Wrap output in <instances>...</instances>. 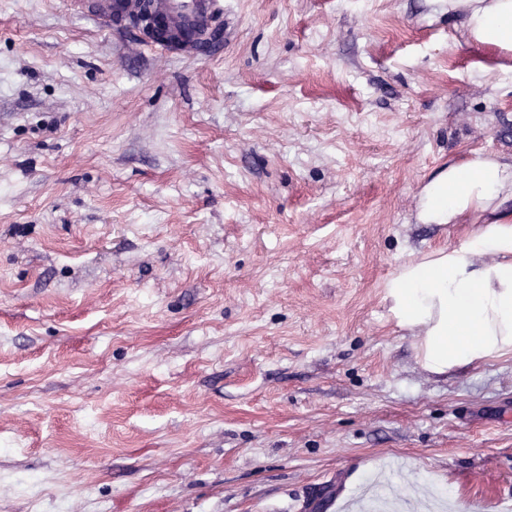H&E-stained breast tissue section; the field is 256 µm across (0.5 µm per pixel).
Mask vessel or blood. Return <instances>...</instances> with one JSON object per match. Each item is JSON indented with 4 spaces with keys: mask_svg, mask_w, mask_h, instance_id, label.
Instances as JSON below:
<instances>
[{
    "mask_svg": "<svg viewBox=\"0 0 512 512\" xmlns=\"http://www.w3.org/2000/svg\"><path fill=\"white\" fill-rule=\"evenodd\" d=\"M145 1L178 33L177 49L189 52L203 48L205 34L222 12L220 0H95L93 15L111 26L132 18Z\"/></svg>",
    "mask_w": 512,
    "mask_h": 512,
    "instance_id": "1",
    "label": "vessel or blood"
}]
</instances>
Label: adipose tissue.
<instances>
[{"instance_id": "1", "label": "adipose tissue", "mask_w": 512, "mask_h": 512, "mask_svg": "<svg viewBox=\"0 0 512 512\" xmlns=\"http://www.w3.org/2000/svg\"><path fill=\"white\" fill-rule=\"evenodd\" d=\"M475 41L512 51V0H448ZM512 163L479 155L449 163L420 192L426 224L477 225L472 238L402 264L385 284L399 327L418 330L421 364L443 374L512 354Z\"/></svg>"}]
</instances>
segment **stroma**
Masks as SVG:
<instances>
[{"label": "stroma", "instance_id": "obj_1", "mask_svg": "<svg viewBox=\"0 0 512 512\" xmlns=\"http://www.w3.org/2000/svg\"><path fill=\"white\" fill-rule=\"evenodd\" d=\"M189 58L0 0V512H512V355L425 370L419 191L512 159L448 0H224Z\"/></svg>", "mask_w": 512, "mask_h": 512}]
</instances>
